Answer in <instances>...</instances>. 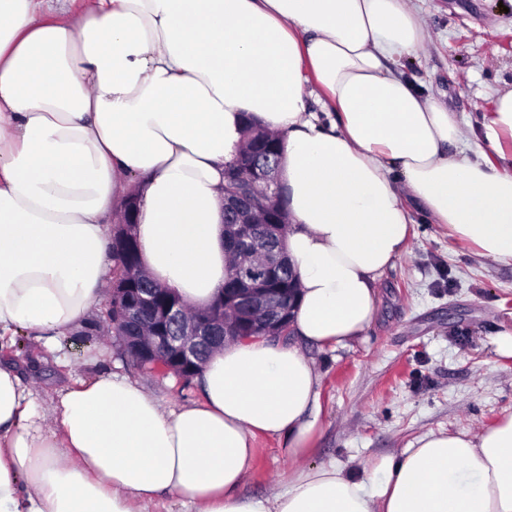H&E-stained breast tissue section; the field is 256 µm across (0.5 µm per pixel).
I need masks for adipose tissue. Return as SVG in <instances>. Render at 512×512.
<instances>
[{"label": "adipose tissue", "instance_id": "adipose-tissue-1", "mask_svg": "<svg viewBox=\"0 0 512 512\" xmlns=\"http://www.w3.org/2000/svg\"><path fill=\"white\" fill-rule=\"evenodd\" d=\"M425 45L407 0H87L42 19L0 0V337L52 344L103 299L106 218L138 199L144 269L201 308L227 275L224 166L251 117L284 142L294 343L215 350L176 412L114 374L38 402L0 365V512H512V417L430 434L354 478L306 458L321 376L308 347L369 328L412 208L512 263V89L484 115L475 157L456 114L397 69ZM323 113L308 108L310 88ZM298 467L284 488L239 489L258 436Z\"/></svg>", "mask_w": 512, "mask_h": 512}]
</instances>
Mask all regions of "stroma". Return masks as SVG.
I'll list each match as a JSON object with an SVG mask.
<instances>
[{"instance_id": "stroma-1", "label": "stroma", "mask_w": 512, "mask_h": 512, "mask_svg": "<svg viewBox=\"0 0 512 512\" xmlns=\"http://www.w3.org/2000/svg\"><path fill=\"white\" fill-rule=\"evenodd\" d=\"M426 46L401 70L426 96L480 132L494 96L512 89V0H410ZM104 305L45 347L37 332L0 338L36 396L55 398L76 381L117 373L170 410L197 403L196 384L139 366L104 330ZM512 334V264L475 253L447 228L414 212L406 253L382 276L370 327L333 349L309 348L320 373L321 430L309 463L353 476L399 455L430 433L474 431L512 416V357L497 340ZM240 493L258 497L286 482L294 463L278 438L257 440Z\"/></svg>"}]
</instances>
